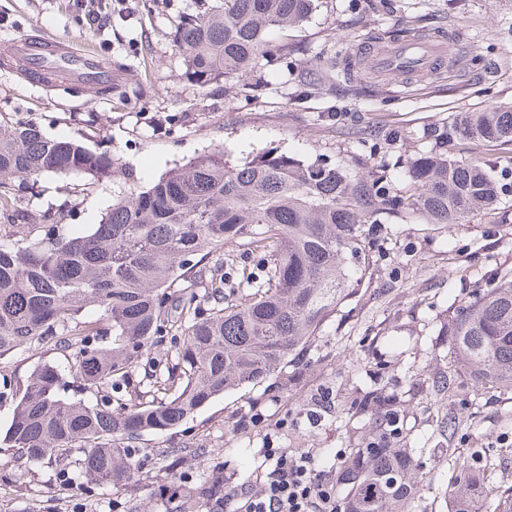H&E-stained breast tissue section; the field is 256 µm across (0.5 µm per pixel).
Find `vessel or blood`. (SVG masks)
<instances>
[{
  "instance_id": "obj_1",
  "label": "vessel or blood",
  "mask_w": 512,
  "mask_h": 512,
  "mask_svg": "<svg viewBox=\"0 0 512 512\" xmlns=\"http://www.w3.org/2000/svg\"><path fill=\"white\" fill-rule=\"evenodd\" d=\"M459 41V36L454 35L442 39L418 37L406 43L388 44L374 50L372 63L378 71L390 76L424 73L445 59ZM6 51L29 61L32 70L42 75L55 70L70 72L75 82L86 87L94 99L98 98L102 87L112 82L111 60L92 48L74 50L68 42L57 37L26 36L11 41Z\"/></svg>"
}]
</instances>
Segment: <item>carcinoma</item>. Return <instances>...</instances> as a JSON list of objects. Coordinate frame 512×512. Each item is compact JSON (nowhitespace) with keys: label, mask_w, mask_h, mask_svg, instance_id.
I'll return each instance as SVG.
<instances>
[{"label":"carcinoma","mask_w":512,"mask_h":512,"mask_svg":"<svg viewBox=\"0 0 512 512\" xmlns=\"http://www.w3.org/2000/svg\"><path fill=\"white\" fill-rule=\"evenodd\" d=\"M316 0H213L184 19L174 43L200 87L241 80L266 56L268 33L304 22ZM439 144L489 143L512 153V106L459 112ZM80 173L125 180L100 223L67 233L50 210L29 207L15 181ZM499 187L478 160L430 152L411 163L393 194L384 176L312 163L274 151L239 164L217 145L138 187L106 152L47 136L32 121L0 123V357L53 348L66 363L37 366L6 393L13 413L0 452L56 467L59 485L138 481L136 443L189 420L212 399L280 373L350 297L370 266L364 226L401 210L429 224H455L497 201ZM25 233L16 236L17 228ZM242 247L261 265H238ZM239 297L224 293L228 275ZM94 308L100 316L85 322ZM449 352L475 385L512 391V276L460 304ZM170 344V357L152 350ZM150 372L135 384L142 362ZM98 392L66 396L69 377ZM0 391V398L6 395ZM379 429L351 448L337 485L342 512H410L425 491L413 448H393ZM452 470L449 512H512V490L495 481L486 448H443ZM166 456H200L193 443ZM197 499H224V469L195 480Z\"/></svg>","instance_id":"1"}]
</instances>
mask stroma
Returning <instances> with one entry per match:
<instances>
[{
  "label": "stroma",
  "instance_id": "obj_1",
  "mask_svg": "<svg viewBox=\"0 0 512 512\" xmlns=\"http://www.w3.org/2000/svg\"><path fill=\"white\" fill-rule=\"evenodd\" d=\"M197 0H98V23L82 0H0V47L45 33L75 49L92 45L112 59L110 93L88 100L73 83L40 86L0 55V121H33L53 138L110 152L133 169L140 186L215 145L240 162L274 149L303 161L324 160L386 173L392 192L409 181L411 160L436 150L432 129L459 112L512 105V0H319L311 16L272 33L271 54L244 84L201 87L189 81L173 46ZM408 22L420 35L463 34L484 69H451L435 78L400 82L384 75L347 74L341 61L358 46ZM506 186L490 210L459 223H427L403 212L370 232L371 267L360 293L338 307L318 336L281 374L225 392L172 432L147 435L139 459L151 473L135 490L113 481L63 489L51 465L33 466L11 482L15 459L0 455V512H121L134 503L148 512H202L189 488L220 465L248 484L263 449L314 455L318 475L336 480L338 455L371 440L378 421L395 419L397 446L421 450L428 487L412 512H448L447 445L512 448V394L476 387L449 356L444 331L455 308L477 289L512 273V154L470 148ZM111 180L82 175L40 178L31 207L58 210V223L89 230L112 203ZM59 351L0 357V379L25 383ZM454 371V397L434 391ZM391 402L370 413L357 403L371 380ZM463 418L455 440L441 419ZM203 439L208 454L180 464L177 497L165 491L163 449Z\"/></svg>",
  "mask_w": 512,
  "mask_h": 512
}]
</instances>
